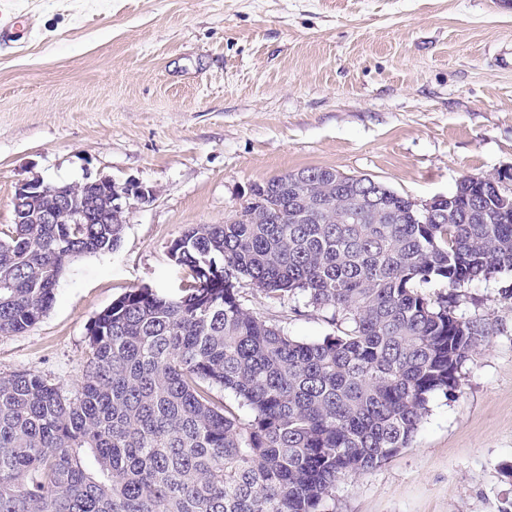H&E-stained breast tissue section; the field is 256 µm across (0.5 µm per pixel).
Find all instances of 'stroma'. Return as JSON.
I'll return each mask as SVG.
<instances>
[{
  "label": "stroma",
  "instance_id": "obj_1",
  "mask_svg": "<svg viewBox=\"0 0 512 512\" xmlns=\"http://www.w3.org/2000/svg\"><path fill=\"white\" fill-rule=\"evenodd\" d=\"M0 229L16 186L109 176L155 192L117 249L68 262L55 301L0 336V374L80 387L88 328L126 291L175 296L171 243L311 167L423 201L512 169V0H0ZM448 292L482 342L411 444L336 484L328 512L512 507V271ZM246 305L315 341L327 311Z\"/></svg>",
  "mask_w": 512,
  "mask_h": 512
}]
</instances>
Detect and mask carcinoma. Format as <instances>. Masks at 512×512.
Wrapping results in <instances>:
<instances>
[{
	"mask_svg": "<svg viewBox=\"0 0 512 512\" xmlns=\"http://www.w3.org/2000/svg\"><path fill=\"white\" fill-rule=\"evenodd\" d=\"M291 176L171 243L190 270L180 295L132 289L94 318L74 397L39 375H0V512H324L342 476L408 446L480 336L455 298L422 288L512 270V211L462 181L435 224L384 184L348 176L325 224ZM51 198L14 206L21 222L0 236L1 336L51 307L67 261L121 241L124 225L94 209L83 224L35 223ZM246 286L283 305L305 295L332 311L336 333L288 335L245 305Z\"/></svg>",
	"mask_w": 512,
	"mask_h": 512,
	"instance_id": "carcinoma-1",
	"label": "carcinoma"
}]
</instances>
